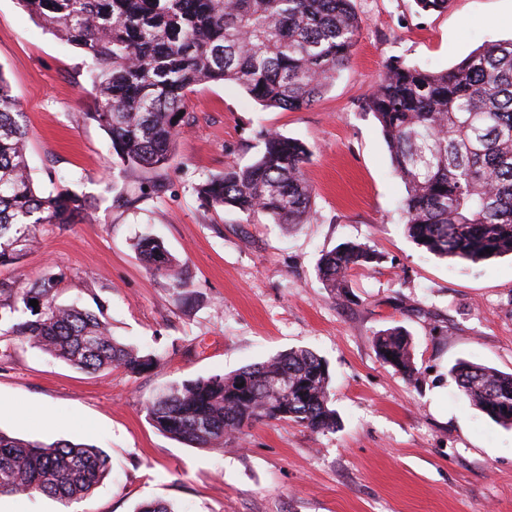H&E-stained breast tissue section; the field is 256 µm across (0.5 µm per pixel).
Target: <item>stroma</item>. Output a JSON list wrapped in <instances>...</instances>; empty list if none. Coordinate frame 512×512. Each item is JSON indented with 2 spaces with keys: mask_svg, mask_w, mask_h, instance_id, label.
<instances>
[{
  "mask_svg": "<svg viewBox=\"0 0 512 512\" xmlns=\"http://www.w3.org/2000/svg\"><path fill=\"white\" fill-rule=\"evenodd\" d=\"M360 34L350 61L311 106L262 108L238 86L189 93L188 125L168 166L129 169L94 108L84 52L47 30L17 0H0V73L19 102L35 187L86 204L77 224H43L38 245L0 280L57 282V302L95 312L121 343L156 354L131 374L73 369L0 334V431L102 449L109 476L73 512H134L160 500L176 512H512V428L466 401L450 375L467 360L512 373V255L441 258L404 232L405 194L380 127L364 102L389 64L447 69L485 43L512 38V0H449L441 13L415 0H353ZM303 143L314 189L301 225L215 210L197 187L247 165L260 134ZM158 184L132 207L113 186ZM161 240L181 286L149 271L140 238ZM347 242L381 256L351 271L336 300L320 258ZM399 326L418 370L406 380L372 338ZM307 348L331 375L334 431L257 421L221 448H194L157 430L148 401L164 386L230 374Z\"/></svg>",
  "mask_w": 512,
  "mask_h": 512,
  "instance_id": "35a3bbf8",
  "label": "stroma"
}]
</instances>
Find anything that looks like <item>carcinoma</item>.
I'll return each mask as SVG.
<instances>
[{"mask_svg": "<svg viewBox=\"0 0 512 512\" xmlns=\"http://www.w3.org/2000/svg\"><path fill=\"white\" fill-rule=\"evenodd\" d=\"M352 0H18L49 31L96 65L95 110L112 153L130 169L167 164L187 123L188 93L232 83L265 108L312 105L349 62L360 34ZM380 124L393 173L405 187V232L440 258L480 261L512 254V39L480 46L442 71L392 65L366 98ZM18 100L0 73V267L18 262L40 224H74L83 202L34 187ZM247 166H228L200 185L213 209L279 224H305L314 191L297 140L277 132ZM490 252H485V249ZM138 249L146 267L177 279L176 260L155 238ZM379 260L347 243L324 255L318 276L349 297L347 273ZM52 278L0 281L10 298L6 332L84 372L112 366L139 374L157 364L118 342L107 322L76 304L56 303ZM37 300L38 306L29 305ZM377 357L407 380L417 374L400 327L375 333ZM451 376L464 398L512 428V373L459 361ZM327 362L291 349L234 374L172 385L147 411L159 431L195 448H222L259 420L289 421L313 433L336 429ZM111 471L102 450L68 440L45 443L0 431V495L43 494L63 504L90 495Z\"/></svg>", "mask_w": 512, "mask_h": 512, "instance_id": "carcinoma-1", "label": "carcinoma"}]
</instances>
